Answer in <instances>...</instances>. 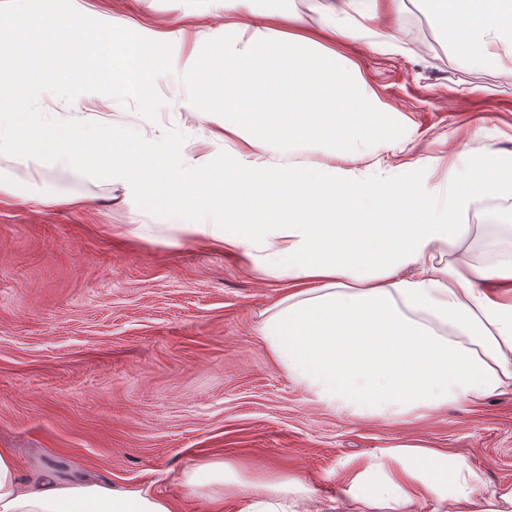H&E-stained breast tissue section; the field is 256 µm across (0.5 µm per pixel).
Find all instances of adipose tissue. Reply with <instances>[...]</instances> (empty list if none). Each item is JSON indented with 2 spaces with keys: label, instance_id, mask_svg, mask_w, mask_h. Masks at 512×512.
<instances>
[{
  "label": "adipose tissue",
  "instance_id": "adipose-tissue-1",
  "mask_svg": "<svg viewBox=\"0 0 512 512\" xmlns=\"http://www.w3.org/2000/svg\"><path fill=\"white\" fill-rule=\"evenodd\" d=\"M32 0H0V157L92 168L126 189L138 213L181 214L176 230L249 259L286 287L259 326L274 364L324 405L354 414L400 415L477 406L512 390V225L486 236L485 259L453 261L469 251L461 218L485 196L512 198V154L454 153L466 162L447 185L418 167L398 181L362 177L355 164H386L412 150L414 132L336 53L338 43L373 32L385 51L398 40L404 0H323L320 20L259 10L255 0H210L226 18L220 56L152 58L176 45L184 28L153 30L112 15L83 13L75 0L25 23ZM449 45L484 68L512 63V0H447L435 15ZM98 48L83 78L69 61L80 34ZM35 59L52 50L51 78L72 97L84 80L114 99L143 89L163 68L187 91L184 107L202 124H218L236 149L222 162L178 139L139 141L84 116L22 112L43 85L18 81L11 50ZM274 79L266 96L256 90ZM311 165L291 164L300 153ZM450 261H443V254ZM231 463L202 460L185 475L204 489L212 512H298L281 485L262 497L225 492ZM482 477L462 459L415 444L385 461L354 469L347 492L359 512H410L433 500L441 512H512V490L482 496ZM0 512H175L139 490L64 486L52 474L23 484L11 449L0 448Z\"/></svg>",
  "mask_w": 512,
  "mask_h": 512
}]
</instances>
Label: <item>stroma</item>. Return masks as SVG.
Listing matches in <instances>:
<instances>
[{"label":"stroma","mask_w":512,"mask_h":512,"mask_svg":"<svg viewBox=\"0 0 512 512\" xmlns=\"http://www.w3.org/2000/svg\"><path fill=\"white\" fill-rule=\"evenodd\" d=\"M77 2L159 30L181 18L187 51L224 25L208 0ZM335 50L412 126L411 158L436 177L460 140L512 153V68L489 72L449 48L430 0H406L398 48ZM21 109L81 112L149 140L200 134L172 70L117 103L102 88L75 101L50 85ZM0 178L84 199L77 208L0 202V448L14 450L24 483L49 471L65 484L139 489L177 512H211L184 481L207 458L236 464L250 495L300 480V505L314 512L352 466L418 444L463 457L486 490L512 488V393L401 416L327 407L274 365L258 336L281 282L133 215L124 187L90 171L2 157Z\"/></svg>","instance_id":"stroma-1"}]
</instances>
